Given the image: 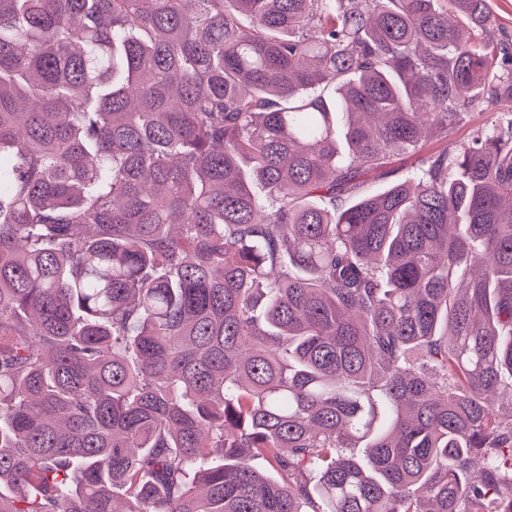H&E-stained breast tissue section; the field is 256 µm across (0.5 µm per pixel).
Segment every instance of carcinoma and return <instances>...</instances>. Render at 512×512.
<instances>
[{
  "label": "carcinoma",
  "mask_w": 512,
  "mask_h": 512,
  "mask_svg": "<svg viewBox=\"0 0 512 512\" xmlns=\"http://www.w3.org/2000/svg\"><path fill=\"white\" fill-rule=\"evenodd\" d=\"M491 24L0 0V512H512ZM488 115L483 112H474L468 123L455 131L448 133V138L435 139L426 144L425 153L436 154L448 148L455 150L465 143L472 129L481 126L486 122Z\"/></svg>",
  "instance_id": "carcinoma-1"
}]
</instances>
